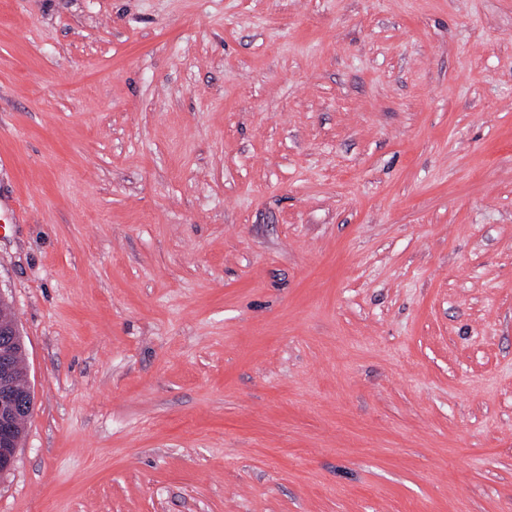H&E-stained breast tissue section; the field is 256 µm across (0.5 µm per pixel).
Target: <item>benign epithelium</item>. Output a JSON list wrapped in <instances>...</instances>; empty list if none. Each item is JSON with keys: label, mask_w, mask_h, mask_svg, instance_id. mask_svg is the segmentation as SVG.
<instances>
[{"label": "benign epithelium", "mask_w": 512, "mask_h": 512, "mask_svg": "<svg viewBox=\"0 0 512 512\" xmlns=\"http://www.w3.org/2000/svg\"><path fill=\"white\" fill-rule=\"evenodd\" d=\"M32 398L15 389L11 371V350L0 349V476L12 471L18 444L13 436L16 421L29 416Z\"/></svg>", "instance_id": "obj_1"}]
</instances>
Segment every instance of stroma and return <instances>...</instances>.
<instances>
[{
  "mask_svg": "<svg viewBox=\"0 0 512 512\" xmlns=\"http://www.w3.org/2000/svg\"><path fill=\"white\" fill-rule=\"evenodd\" d=\"M0 512H512V0H0ZM13 367L17 389H28L25 358L20 349L15 351ZM19 391L12 378L11 350L5 345L0 350V476L12 471L15 464L18 444L13 436L14 425L21 416L28 418L32 410L30 393Z\"/></svg>",
  "mask_w": 512,
  "mask_h": 512,
  "instance_id": "1",
  "label": "stroma"
}]
</instances>
